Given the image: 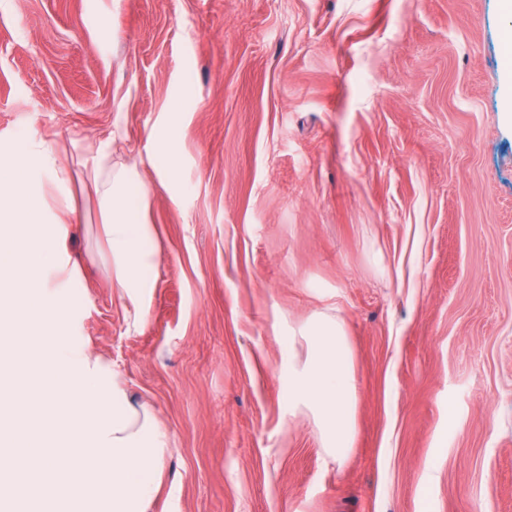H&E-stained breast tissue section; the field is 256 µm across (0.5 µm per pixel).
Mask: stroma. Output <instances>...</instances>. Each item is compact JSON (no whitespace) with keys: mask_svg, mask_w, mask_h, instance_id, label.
<instances>
[{"mask_svg":"<svg viewBox=\"0 0 512 512\" xmlns=\"http://www.w3.org/2000/svg\"><path fill=\"white\" fill-rule=\"evenodd\" d=\"M502 0H0V146L34 136L67 333L168 429L151 512H512V19ZM177 161L159 176L164 133ZM151 188L134 307L89 150ZM339 317L356 443L290 419L279 331Z\"/></svg>","mask_w":512,"mask_h":512,"instance_id":"stroma-1","label":"stroma"}]
</instances>
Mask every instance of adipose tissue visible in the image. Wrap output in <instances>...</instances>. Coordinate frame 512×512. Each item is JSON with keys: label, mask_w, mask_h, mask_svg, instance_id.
Returning a JSON list of instances; mask_svg holds the SVG:
<instances>
[{"label": "adipose tissue", "mask_w": 512, "mask_h": 512, "mask_svg": "<svg viewBox=\"0 0 512 512\" xmlns=\"http://www.w3.org/2000/svg\"><path fill=\"white\" fill-rule=\"evenodd\" d=\"M66 171L35 139L0 149V512H56L66 482L90 486L86 512H148L160 488L170 434L149 406L129 397L109 362L63 334L75 278L65 225L49 221L33 190ZM112 254V286L132 303L153 288L144 209L149 188L136 166L108 174L99 190ZM288 355V414H309L327 459L342 462L355 441L358 396L343 323L318 312L276 336Z\"/></svg>", "instance_id": "adipose-tissue-1"}]
</instances>
